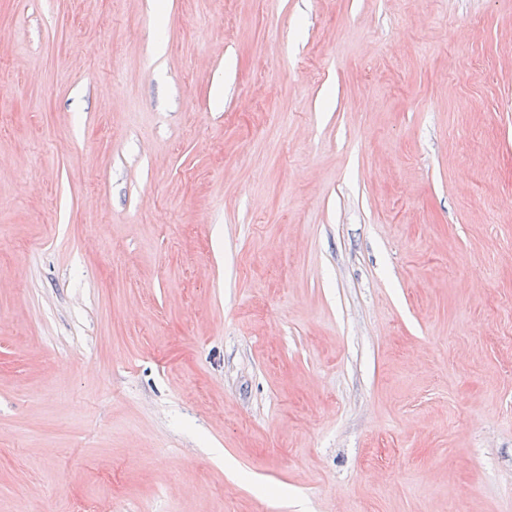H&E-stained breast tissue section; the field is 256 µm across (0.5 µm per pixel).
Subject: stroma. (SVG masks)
<instances>
[{
  "label": "stroma",
  "instance_id": "stroma-1",
  "mask_svg": "<svg viewBox=\"0 0 512 512\" xmlns=\"http://www.w3.org/2000/svg\"><path fill=\"white\" fill-rule=\"evenodd\" d=\"M512 512V0H0V512Z\"/></svg>",
  "mask_w": 512,
  "mask_h": 512
}]
</instances>
